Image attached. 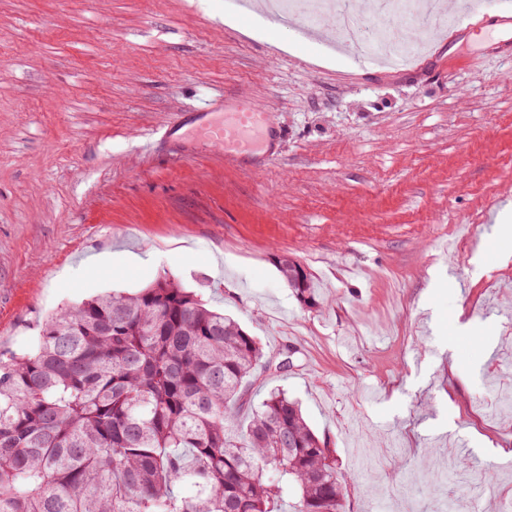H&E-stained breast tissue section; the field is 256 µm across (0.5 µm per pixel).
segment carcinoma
<instances>
[{
	"label": "carcinoma",
	"instance_id": "cac0c4a2",
	"mask_svg": "<svg viewBox=\"0 0 512 512\" xmlns=\"http://www.w3.org/2000/svg\"><path fill=\"white\" fill-rule=\"evenodd\" d=\"M278 271L303 309L306 269ZM256 337L163 278L57 310L0 353V512H345L332 451L300 405L254 407ZM251 411L245 430L230 421Z\"/></svg>",
	"mask_w": 512,
	"mask_h": 512
}]
</instances>
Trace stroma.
I'll use <instances>...</instances> for the list:
<instances>
[{"label": "stroma", "instance_id": "obj_1", "mask_svg": "<svg viewBox=\"0 0 512 512\" xmlns=\"http://www.w3.org/2000/svg\"><path fill=\"white\" fill-rule=\"evenodd\" d=\"M232 0H0V352L47 315L161 277L256 336L248 395L299 401L347 512H494L512 501V31L462 28L417 73L286 44ZM272 112L261 168L193 137L136 144L225 95ZM312 275L302 309L277 256ZM461 482L425 485L456 458ZM497 480L487 485L484 470Z\"/></svg>", "mask_w": 512, "mask_h": 512}]
</instances>
